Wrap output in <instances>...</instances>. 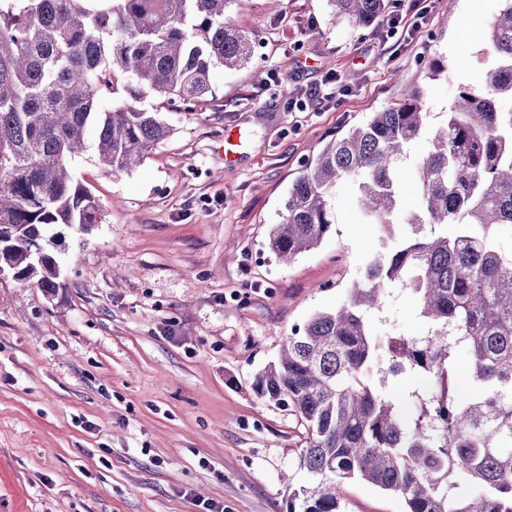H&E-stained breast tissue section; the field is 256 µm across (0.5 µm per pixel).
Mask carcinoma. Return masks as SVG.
I'll list each match as a JSON object with an SVG mask.
<instances>
[{
	"mask_svg": "<svg viewBox=\"0 0 512 512\" xmlns=\"http://www.w3.org/2000/svg\"><path fill=\"white\" fill-rule=\"evenodd\" d=\"M232 0H0V269L56 290L48 245L58 225L84 229L100 203L70 163L93 133L98 161L128 171L171 125L137 106L146 89L197 105L216 68L252 59L255 39L226 22ZM336 19L370 27L388 0H329ZM491 63L429 128L423 89L330 140L305 165L270 250L290 260L334 224L328 199L352 184L356 223L391 245L333 311L294 329L256 394L291 408L307 437L305 484L288 512H341L361 479L403 497L407 512H512V6L487 27ZM124 91L126 100L113 103ZM427 139L426 154L413 149ZM412 160L420 203L399 168ZM453 232H448V225ZM399 284L424 336H380L364 310ZM468 358L459 376L458 354Z\"/></svg>",
	"mask_w": 512,
	"mask_h": 512,
	"instance_id": "carcinoma-1",
	"label": "carcinoma"
}]
</instances>
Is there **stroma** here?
<instances>
[{
    "label": "stroma",
    "instance_id": "stroma-1",
    "mask_svg": "<svg viewBox=\"0 0 512 512\" xmlns=\"http://www.w3.org/2000/svg\"><path fill=\"white\" fill-rule=\"evenodd\" d=\"M414 35L336 22L328 0H233L255 57L214 73L193 111L148 92L172 126L131 171L94 146L72 171L99 199L89 231L58 226L59 286L0 278V512H287L306 430L254 392L291 330L336 308L380 235L355 223L351 186L334 224L290 263L269 249L288 190L324 144L423 86L433 125L487 62L506 0H426ZM439 78L430 72L438 65ZM278 80H257L256 71ZM241 157L224 163V129ZM382 336L425 330L408 291L366 314ZM403 498L347 484L342 512H405Z\"/></svg>",
    "mask_w": 512,
    "mask_h": 512
}]
</instances>
